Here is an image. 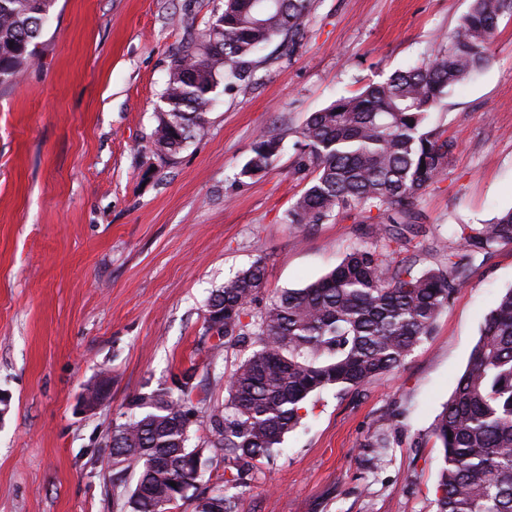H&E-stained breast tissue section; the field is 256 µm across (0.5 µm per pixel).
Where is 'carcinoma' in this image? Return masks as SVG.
<instances>
[{
  "instance_id": "1",
  "label": "carcinoma",
  "mask_w": 512,
  "mask_h": 512,
  "mask_svg": "<svg viewBox=\"0 0 512 512\" xmlns=\"http://www.w3.org/2000/svg\"><path fill=\"white\" fill-rule=\"evenodd\" d=\"M55 0H0V85L12 83L35 55ZM313 0H224V9L170 59L153 142L172 160L205 134L209 106L223 79L250 77L257 53L275 38L303 37ZM512 0H472L448 40L420 65L394 72L354 96L311 113L300 131L301 165L312 174L294 199L291 224H321L333 215L377 210L374 232L396 248H356L302 288L276 293L258 311L265 258L212 294L206 331L221 346L254 347L228 380L224 414L210 419L207 445L224 452V490L196 496V512H238L242 475L270 456L301 419L307 399L329 387H357L402 366L434 323L473 261L512 242V209L481 225L448 227L459 243L422 272L396 258L406 233L422 223L415 202L448 174L456 144L429 124L453 86L489 61L488 44ZM281 140L261 135L239 176L268 170ZM133 395L125 422L112 431V480L137 473L126 512H165L197 489V448L186 403L194 386ZM432 435L442 466L435 512H512V289L486 315L480 337ZM176 486H171L170 482Z\"/></svg>"
}]
</instances>
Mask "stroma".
<instances>
[{
	"label": "stroma",
	"mask_w": 512,
	"mask_h": 512,
	"mask_svg": "<svg viewBox=\"0 0 512 512\" xmlns=\"http://www.w3.org/2000/svg\"><path fill=\"white\" fill-rule=\"evenodd\" d=\"M470 4L315 0L299 44L275 39L253 77L220 84L206 135L168 163L151 134L170 58L222 0H56L34 61L0 86V512H123L112 429L132 395L187 370L190 443L203 445L246 356L207 333L212 291L262 256L269 298L379 244L358 211L289 223L311 178L297 168L300 126L426 58ZM432 120L457 149L417 200L426 233L403 254L419 272L439 263L449 225L512 209V18ZM261 134L280 139V157L239 177ZM510 289L512 242L473 266L403 366L311 396L278 452L244 474L239 512H435L432 424ZM102 378L107 401L83 410ZM376 433L387 448L370 447Z\"/></svg>",
	"instance_id": "obj_1"
}]
</instances>
